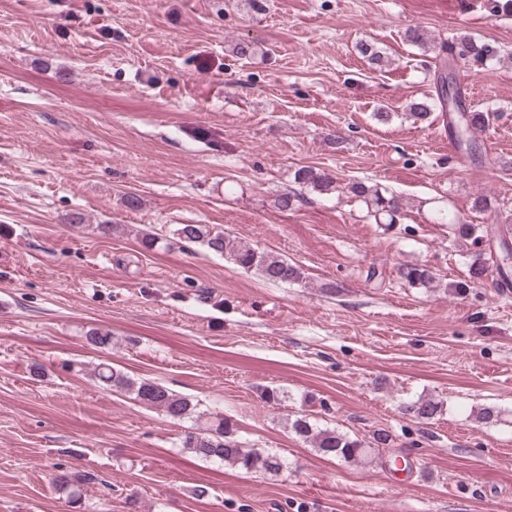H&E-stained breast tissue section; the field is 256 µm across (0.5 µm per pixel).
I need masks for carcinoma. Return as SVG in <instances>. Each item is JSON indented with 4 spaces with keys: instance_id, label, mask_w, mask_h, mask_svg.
I'll use <instances>...</instances> for the list:
<instances>
[{
    "instance_id": "obj_1",
    "label": "carcinoma",
    "mask_w": 512,
    "mask_h": 512,
    "mask_svg": "<svg viewBox=\"0 0 512 512\" xmlns=\"http://www.w3.org/2000/svg\"><path fill=\"white\" fill-rule=\"evenodd\" d=\"M448 56L454 57L465 64L478 63L486 66L500 60V48L475 40L469 35H460L448 43ZM445 74H440L439 93L437 99L425 98L410 104V115L419 121L427 120L433 112L435 102L445 103ZM495 118V113L484 110L463 108L458 113V125L465 139L475 142V133L488 128ZM295 182L310 186L320 191L331 190L333 180L324 173L311 168L299 169ZM348 194L366 206L368 216L377 224L392 225L402 216L403 203L400 196L376 185H368L361 181L346 184ZM454 238L472 241L478 245L492 233V228L483 224L450 223ZM177 234L186 241L200 243L211 253L226 257L245 270H256L267 281L272 283H298L303 280L299 267L278 255L247 246L222 230L209 224H182ZM484 253L475 251L469 255V278L480 281L488 276ZM401 279L412 287L430 288L433 276L428 270L419 266L402 265L398 268ZM94 377L101 385L134 396V400L142 405L161 410L173 420H183L193 416L190 402L166 387L151 381H136L107 363H100L94 370ZM403 414L422 420L435 418L442 411V403L434 399H417L409 401L402 407ZM293 431L304 440L325 454L340 457L346 461H358L367 456L368 450L362 442L341 434L334 429H320L305 417L295 419L291 423ZM181 447L192 455L209 461L222 462L248 472H272L283 467V462L276 454L264 450L248 449L230 437V430L224 426V418L218 417L212 422H205L192 431L184 434ZM97 480L92 473L80 474L74 479L62 477L54 480L55 487L67 494L68 498L77 501L81 498V486L93 484Z\"/></svg>"
}]
</instances>
